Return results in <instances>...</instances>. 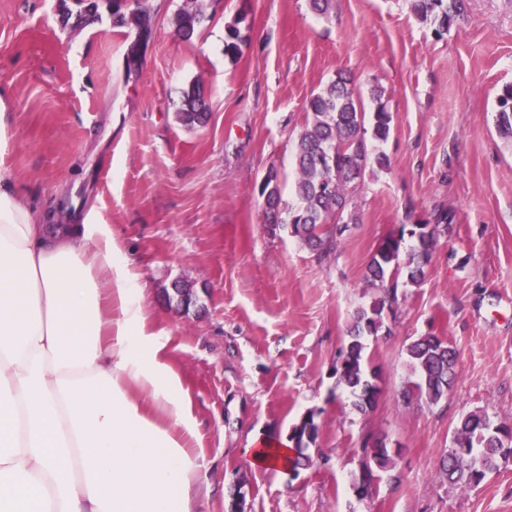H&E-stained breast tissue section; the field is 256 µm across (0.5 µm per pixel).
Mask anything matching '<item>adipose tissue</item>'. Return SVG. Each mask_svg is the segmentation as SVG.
Wrapping results in <instances>:
<instances>
[{
	"mask_svg": "<svg viewBox=\"0 0 512 512\" xmlns=\"http://www.w3.org/2000/svg\"><path fill=\"white\" fill-rule=\"evenodd\" d=\"M138 281L109 232L48 223L0 172V512H198L187 393Z\"/></svg>",
	"mask_w": 512,
	"mask_h": 512,
	"instance_id": "ef3b65f1",
	"label": "adipose tissue"
}]
</instances>
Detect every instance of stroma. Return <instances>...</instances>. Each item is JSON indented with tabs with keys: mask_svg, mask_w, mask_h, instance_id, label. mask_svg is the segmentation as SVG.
Listing matches in <instances>:
<instances>
[{
	"mask_svg": "<svg viewBox=\"0 0 512 512\" xmlns=\"http://www.w3.org/2000/svg\"><path fill=\"white\" fill-rule=\"evenodd\" d=\"M154 17L136 72V34L110 15L63 23L62 0H0V98L12 116L0 170L24 203L61 224L103 225L135 259L147 334L189 396L192 455L209 491L199 512H225L244 478L251 512H512V461L473 489L438 476L464 412L512 425V138L495 123L512 85V5L468 0L443 37L408 0H202L191 40L176 32L184 0H139ZM245 43L224 53L227 25ZM360 93L381 86L393 116L378 148L388 166L353 191L359 221L319 261L288 234L269 236L259 187L278 173L284 203L296 179L306 104L337 72ZM200 82L206 126L175 112ZM448 213L423 282L401 285L390 335L366 357L382 371L376 407L359 413L335 367L379 242L408 217ZM189 284L198 313L164 297ZM434 333L458 351V378L437 405L405 402L406 348ZM315 411L327 463L289 476L258 469L250 450L286 440ZM385 437L394 467L371 496L351 483L365 437Z\"/></svg>",
	"mask_w": 512,
	"mask_h": 512,
	"instance_id": "stroma-1",
	"label": "stroma"
}]
</instances>
